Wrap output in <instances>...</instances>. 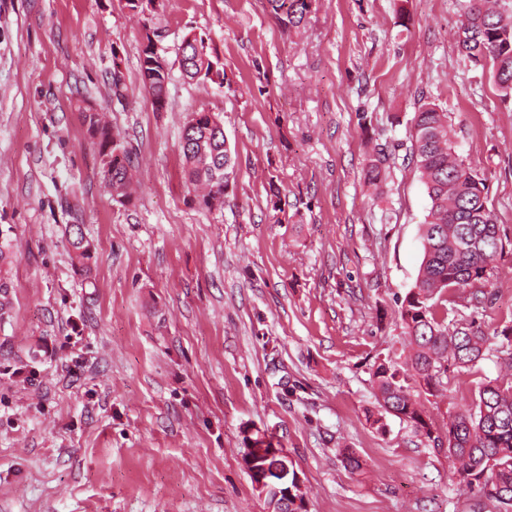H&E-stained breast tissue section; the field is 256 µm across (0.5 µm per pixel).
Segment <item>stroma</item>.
<instances>
[{"label":"stroma","mask_w":512,"mask_h":512,"mask_svg":"<svg viewBox=\"0 0 512 512\" xmlns=\"http://www.w3.org/2000/svg\"><path fill=\"white\" fill-rule=\"evenodd\" d=\"M467 5L312 0L286 30L267 0L137 14L125 0H0V228L16 254L0 512H267L243 463L261 433L293 462L309 512H470L479 488L459 485L447 447L382 414L372 380L375 362L410 352L396 312L423 258L429 199L405 160L422 105L449 113L512 239V100L458 53ZM191 31L211 37L224 86L183 76ZM149 41L170 72L160 112L140 75ZM89 105L130 151L129 204L103 180ZM194 112L221 120L237 156L220 210L186 184ZM370 136L400 158L379 194L363 179ZM73 224L93 245L88 278L69 257ZM492 282L481 304L449 305V322L512 327V252ZM503 368L488 356L423 395L435 435Z\"/></svg>","instance_id":"stroma-1"}]
</instances>
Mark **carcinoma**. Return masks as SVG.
I'll use <instances>...</instances> for the list:
<instances>
[{
  "mask_svg": "<svg viewBox=\"0 0 512 512\" xmlns=\"http://www.w3.org/2000/svg\"><path fill=\"white\" fill-rule=\"evenodd\" d=\"M490 0H470L460 21L463 39L459 54L472 66L492 70L494 83L505 99L512 97V13L486 7ZM281 27L297 28L310 9V0H268ZM200 50L188 56L186 77L201 83L224 85V69L211 38L192 34ZM154 45L143 49L141 73L155 110L167 106L169 74L153 66ZM87 132L97 141L103 161V177L112 199L121 205L132 199L130 156L120 134L112 132L103 116L83 110ZM181 139L187 182L202 188L201 204L224 207L236 158L226 146L224 127L210 112L197 113L196 124L184 125ZM410 161L421 174L430 201L422 224L424 254L416 281L397 311L410 338L411 353L405 366L379 362L372 377L381 408L410 423L426 438L432 425L412 393L416 383L430 393L448 367L470 368L495 351L491 337L476 320L448 326L447 294L461 296L468 288L492 286L491 277L511 240H504L496 216L489 207L486 179L455 156L449 138V115L428 104L416 113L411 133ZM368 162L364 181L377 188L397 165L396 156L384 144L367 139ZM71 261L85 277L91 275L92 244L80 225L69 238ZM12 245L0 231V321L11 307L8 269ZM448 455L456 463L459 483L480 487L485 502L474 505L482 512L490 503L499 512H512V373L508 378L485 380L478 386L473 407L456 415L445 431ZM288 468V512H308L306 492L297 482V471L286 457H274L268 468Z\"/></svg>",
  "mask_w": 512,
  "mask_h": 512,
  "instance_id": "1",
  "label": "carcinoma"
}]
</instances>
